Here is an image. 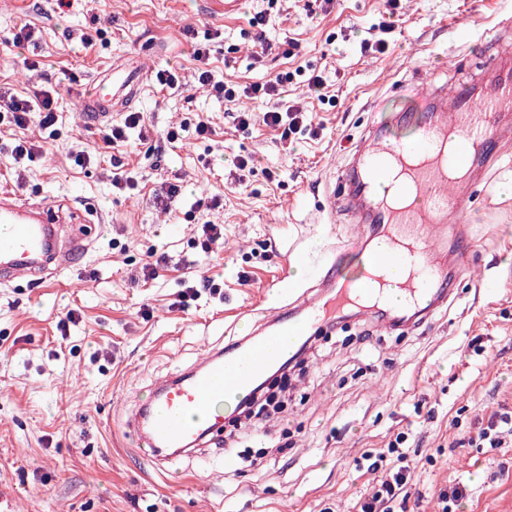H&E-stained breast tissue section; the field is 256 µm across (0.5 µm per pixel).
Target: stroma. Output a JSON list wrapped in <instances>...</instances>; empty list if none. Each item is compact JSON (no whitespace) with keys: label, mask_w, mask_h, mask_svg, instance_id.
<instances>
[{"label":"stroma","mask_w":512,"mask_h":512,"mask_svg":"<svg viewBox=\"0 0 512 512\" xmlns=\"http://www.w3.org/2000/svg\"><path fill=\"white\" fill-rule=\"evenodd\" d=\"M388 9L387 0H240L228 15L224 0H0V85L20 95L59 91L53 127L0 123V189L72 196L103 219L55 287L21 278L0 288V512H356L374 479L356 460L402 432L413 461L407 489L421 512H437L439 490L457 484L466 494L454 512H512V447L459 444L512 407V156L473 187L462 221L478 263L461 269L455 250L445 251L443 263L458 271L455 292L427 321L394 330L370 312L310 337L289 378L272 380L280 410L254 432L225 416L237 458H183L161 473L124 436L133 404L155 381L247 336L280 304L282 284L308 287L332 245L354 237L344 215L332 224L313 217L331 167L371 119L372 98L417 72L488 91L482 61L512 0H397L400 20L387 30ZM260 11L261 31L249 24ZM25 24L35 46L7 44ZM186 26L195 40L182 36ZM261 36L272 49L258 57ZM375 39L386 53L365 50ZM200 43L226 82L290 74L288 97L308 113L306 131L287 146L263 124L238 128L240 102L197 82ZM26 57L40 68L26 69ZM136 57L151 72L179 67L184 88L144 80L133 107L152 139L117 157L77 99L100 71ZM313 73L333 103L308 93ZM201 117L210 139L194 135ZM174 127L180 140L171 144ZM20 139L46 142L47 154L19 166L11 149ZM79 151L90 157L82 167L73 162ZM239 155L254 158L241 177ZM117 159L139 181L134 194L112 189ZM167 182L182 194L164 212L152 197ZM211 197L218 208L200 207ZM205 224L223 225V247L206 248ZM150 252L163 258L156 276L136 280ZM202 275L216 276V291L179 306L185 283ZM70 309L78 321L63 335L56 324ZM284 437L288 452L273 453ZM256 454L261 465H249Z\"/></svg>","instance_id":"obj_1"}]
</instances>
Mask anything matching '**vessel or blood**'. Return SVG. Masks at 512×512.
I'll list each match as a JSON object with an SVG mask.
<instances>
[{
	"instance_id": "1",
	"label": "vessel or blood",
	"mask_w": 512,
	"mask_h": 512,
	"mask_svg": "<svg viewBox=\"0 0 512 512\" xmlns=\"http://www.w3.org/2000/svg\"><path fill=\"white\" fill-rule=\"evenodd\" d=\"M485 66L493 82L479 97L461 85L447 89L420 78L374 101L373 119L318 207L322 223H334L341 213L368 225L351 244L360 257L357 277H344L336 262H325L313 291L287 289L280 306L232 355L210 351L191 368L155 382L127 429L158 471L221 444L225 406L250 398L255 380L271 366L267 352L281 338H306L330 315L361 307L368 296L398 320L432 312L450 298L452 284L436 260L447 226L472 204L467 187L478 172L500 161L499 143L512 139V125L500 119L512 109V70L498 55L486 57ZM144 78L135 63L102 71L82 98L85 119L102 125L126 111ZM99 221L98 213L66 197L1 191L0 285L25 278L35 288L54 286L87 253ZM390 267L409 270L396 299L384 294L380 281Z\"/></svg>"
}]
</instances>
